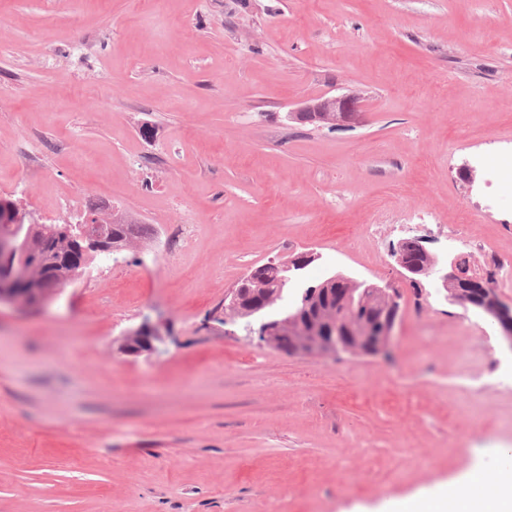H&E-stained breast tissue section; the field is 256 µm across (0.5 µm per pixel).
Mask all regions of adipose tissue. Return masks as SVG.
I'll return each mask as SVG.
<instances>
[{
  "mask_svg": "<svg viewBox=\"0 0 512 512\" xmlns=\"http://www.w3.org/2000/svg\"><path fill=\"white\" fill-rule=\"evenodd\" d=\"M496 475L479 466L452 484H441L395 502L396 512H512V448L501 450Z\"/></svg>",
  "mask_w": 512,
  "mask_h": 512,
  "instance_id": "ef3b65f1",
  "label": "adipose tissue"
}]
</instances>
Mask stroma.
<instances>
[{"mask_svg": "<svg viewBox=\"0 0 512 512\" xmlns=\"http://www.w3.org/2000/svg\"><path fill=\"white\" fill-rule=\"evenodd\" d=\"M327 92L359 123L285 120ZM1 198L155 233L43 311L0 307V512H387L512 446V353L391 255L422 238L512 301V0H0ZM306 252L294 287H395L392 360L210 320ZM159 313L162 353H122ZM421 238H411V239H404L400 243H398L396 246H393L391 255L394 257L395 262L400 268L404 271H402V275L408 279L412 284L419 283V280L416 278L418 274H422V270H419L416 267L409 266L403 262L402 258V252L404 250L405 245L412 246L413 248L428 252L425 246L422 244L423 241L420 240Z\"/></svg>", "mask_w": 512, "mask_h": 512, "instance_id": "obj_1", "label": "stroma"}]
</instances>
